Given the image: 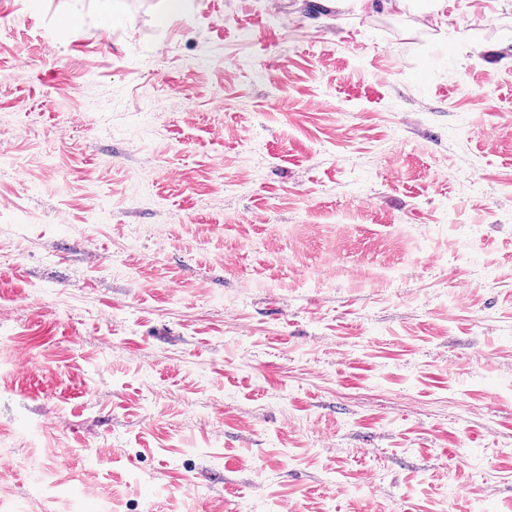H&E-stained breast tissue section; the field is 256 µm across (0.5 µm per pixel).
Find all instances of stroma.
<instances>
[{
    "instance_id": "35a3bbf8",
    "label": "stroma",
    "mask_w": 512,
    "mask_h": 512,
    "mask_svg": "<svg viewBox=\"0 0 512 512\" xmlns=\"http://www.w3.org/2000/svg\"><path fill=\"white\" fill-rule=\"evenodd\" d=\"M0 0V512H512V0Z\"/></svg>"
}]
</instances>
